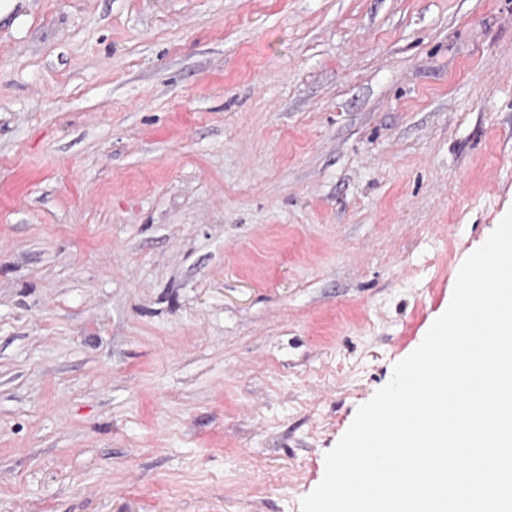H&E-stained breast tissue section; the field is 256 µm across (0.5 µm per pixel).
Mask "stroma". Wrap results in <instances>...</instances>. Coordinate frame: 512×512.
I'll return each mask as SVG.
<instances>
[{
    "label": "stroma",
    "instance_id": "35a3bbf8",
    "mask_svg": "<svg viewBox=\"0 0 512 512\" xmlns=\"http://www.w3.org/2000/svg\"><path fill=\"white\" fill-rule=\"evenodd\" d=\"M512 211V0H0V512H301Z\"/></svg>",
    "mask_w": 512,
    "mask_h": 512
}]
</instances>
